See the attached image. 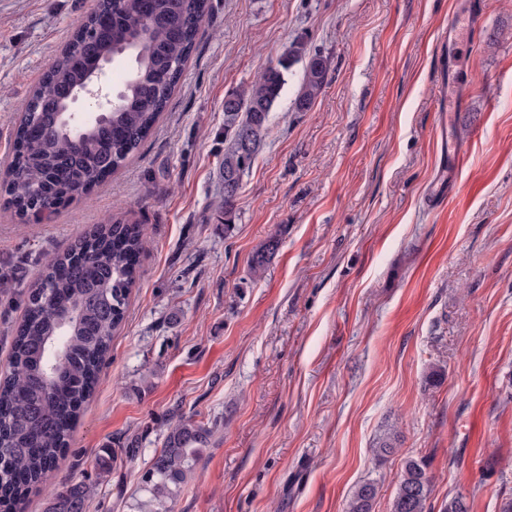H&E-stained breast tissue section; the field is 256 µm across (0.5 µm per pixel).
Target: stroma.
Returning <instances> with one entry per match:
<instances>
[{
	"instance_id": "stroma-1",
	"label": "stroma",
	"mask_w": 512,
	"mask_h": 512,
	"mask_svg": "<svg viewBox=\"0 0 512 512\" xmlns=\"http://www.w3.org/2000/svg\"><path fill=\"white\" fill-rule=\"evenodd\" d=\"M456 0H211L154 134L52 220L0 209V371L45 258L116 212L146 228L140 279L48 489L131 512L178 417L213 435L174 512H345L406 459L430 503L512 498V0L460 35L478 74L447 114L439 53ZM98 0H0V180L20 107ZM303 40L329 81L309 111L291 68L224 231V100ZM468 148L448 184V141ZM277 249L261 278L251 255ZM442 376H434V369ZM398 447L374 448L388 431ZM137 440L136 455L125 447ZM114 451L99 474L102 449ZM378 494L374 481H364L353 491L346 504V512H373V505Z\"/></svg>"
}]
</instances>
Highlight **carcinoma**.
Here are the masks:
<instances>
[{
    "label": "carcinoma",
    "instance_id": "obj_1",
    "mask_svg": "<svg viewBox=\"0 0 512 512\" xmlns=\"http://www.w3.org/2000/svg\"><path fill=\"white\" fill-rule=\"evenodd\" d=\"M110 13L74 23L72 39L42 85L25 100L14 137L8 180L0 185L4 203L23 217L31 202L52 214L61 203L85 194L105 163L121 168L151 134L175 91L196 45L210 0H153L152 14L140 0H104ZM152 35L132 41L145 28ZM303 44L296 41L260 77L224 104V152L220 176L235 190L224 192V233L233 229L234 202L242 176L252 168L269 131V114L287 82ZM128 57L135 69L123 90L122 105L109 120L69 138L59 123V90L80 88L100 65ZM326 60L310 59L294 105L306 112L328 82ZM253 146L245 156L241 144ZM143 248L139 225L114 216L65 251L48 258L35 288L27 294V313L14 336L10 370L0 379V512H13L31 488L53 477L55 462L67 447L83 403L100 384V368L112 336L125 319L132 288L139 278L136 260ZM276 249L275 241L255 251L250 273L260 277ZM212 428L180 418L164 435L162 448L142 471L145 497L133 512H173V500L187 481ZM432 477L427 462L405 461L392 512H427ZM378 486L364 481L353 491L346 512H373ZM88 487L75 482L54 494L45 512H86Z\"/></svg>",
    "mask_w": 512,
    "mask_h": 512
}]
</instances>
